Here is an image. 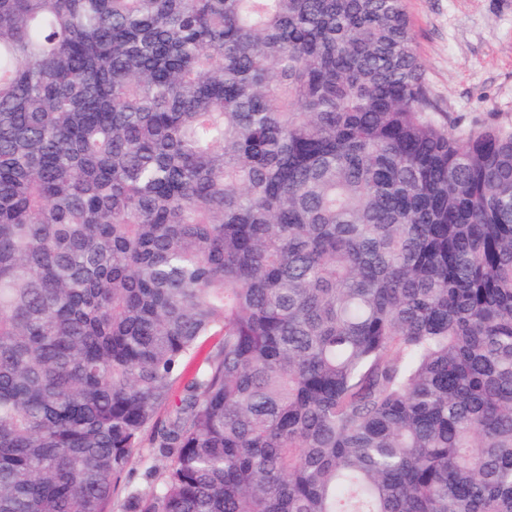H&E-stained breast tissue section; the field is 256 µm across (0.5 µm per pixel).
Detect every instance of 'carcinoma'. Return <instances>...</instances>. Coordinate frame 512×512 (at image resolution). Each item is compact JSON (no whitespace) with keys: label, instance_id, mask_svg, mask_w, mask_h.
Masks as SVG:
<instances>
[{"label":"carcinoma","instance_id":"obj_1","mask_svg":"<svg viewBox=\"0 0 512 512\" xmlns=\"http://www.w3.org/2000/svg\"><path fill=\"white\" fill-rule=\"evenodd\" d=\"M440 112L405 0H0V512L146 436L123 512H512V127ZM148 440L144 442V447L135 448L127 468L116 487L110 510L112 512H122V504L126 496L130 493L146 495L151 492L156 482V477H160L166 470L168 459L161 456L156 448L147 447ZM152 470V476H147V470Z\"/></svg>","mask_w":512,"mask_h":512}]
</instances>
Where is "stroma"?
<instances>
[{"mask_svg": "<svg viewBox=\"0 0 512 512\" xmlns=\"http://www.w3.org/2000/svg\"><path fill=\"white\" fill-rule=\"evenodd\" d=\"M424 78L450 132L512 126V0H407ZM168 465L157 449H135L111 512L128 494L151 492Z\"/></svg>", "mask_w": 512, "mask_h": 512, "instance_id": "35a3bbf8", "label": "stroma"}]
</instances>
